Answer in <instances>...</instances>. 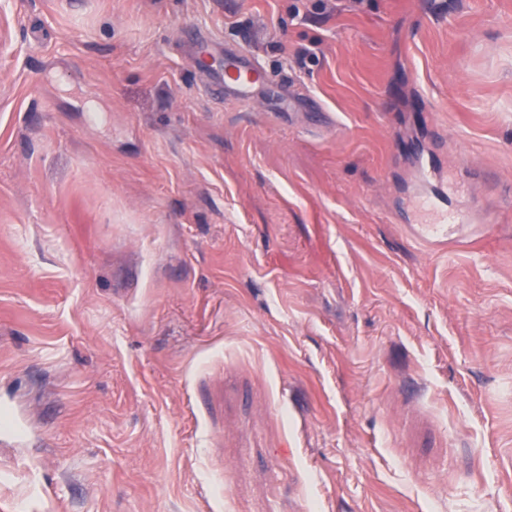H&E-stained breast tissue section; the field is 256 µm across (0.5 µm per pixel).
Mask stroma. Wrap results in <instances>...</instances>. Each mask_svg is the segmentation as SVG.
Instances as JSON below:
<instances>
[{
  "instance_id": "35a3bbf8",
  "label": "stroma",
  "mask_w": 512,
  "mask_h": 512,
  "mask_svg": "<svg viewBox=\"0 0 512 512\" xmlns=\"http://www.w3.org/2000/svg\"><path fill=\"white\" fill-rule=\"evenodd\" d=\"M397 140L497 233L420 246ZM10 412L0 512H512V0H0ZM199 42L200 47L212 50L213 46L224 54V73L220 83L224 98L236 100L245 109L251 108L268 84L257 57L237 46L218 43L206 33H200Z\"/></svg>"
}]
</instances>
